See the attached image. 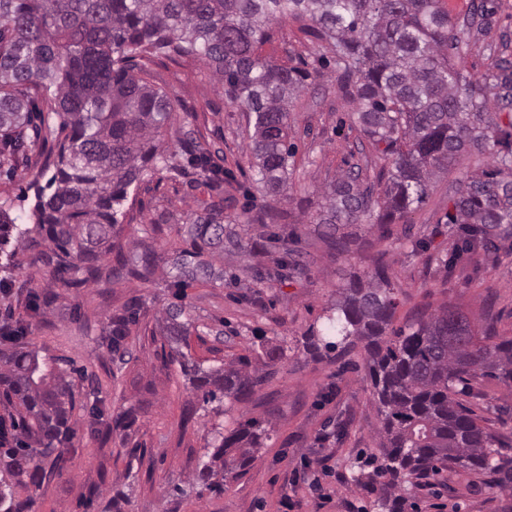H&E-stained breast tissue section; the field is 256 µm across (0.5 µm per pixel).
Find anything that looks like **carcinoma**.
<instances>
[{"instance_id": "obj_1", "label": "carcinoma", "mask_w": 512, "mask_h": 512, "mask_svg": "<svg viewBox=\"0 0 512 512\" xmlns=\"http://www.w3.org/2000/svg\"><path fill=\"white\" fill-rule=\"evenodd\" d=\"M283 16L308 17L312 34L330 55L339 91L352 96V119L362 138L382 154L389 169L375 182L359 185L350 169L324 191L326 209L309 219L332 249L344 243L339 227L393 224L422 203L428 186L456 165L468 150L502 146L488 168L464 180L448 213L457 237L448 271L473 279L467 262L492 255L512 240V61L494 59L483 79H472L461 63L448 59L460 42L440 0H0V169L10 173L29 162L40 142L55 143L46 186L35 191L33 227L27 228L0 202V247L36 233L50 247L40 256L63 288L89 282L154 281L160 264L170 265L175 294L195 283L224 280L213 260L225 245L245 248L243 237L224 223V185L235 181L218 164L206 140L195 135L166 155L164 134L184 128L172 99L154 89L137 68L143 58L193 57L224 84L230 101L254 114L250 153L256 184L275 198L288 188L297 146L291 142L290 103L306 89L308 72L261 56L270 41L269 23ZM59 119L54 124L52 118ZM208 191L210 201L191 212L178 232L190 248L168 257L140 242L123 252L124 207L130 188L158 164ZM244 223L268 228L267 240L282 243L274 269L259 263L253 280L291 279L306 273L299 250L269 228L268 212L253 211L245 193ZM397 302L383 271L350 280L338 292L328 320L336 340L306 348L334 350L359 341L365 351L379 427L383 464L379 506L403 512L404 483L440 472L438 464L488 471L503 490L512 488V457L503 455L499 437L480 425L457 401V387L487 376L512 383V337L493 325L472 339L469 317L456 307L419 318L409 331L392 328ZM141 304L130 300L113 317L106 346L121 349L128 325ZM185 308L170 303L163 336L177 345L189 332ZM23 327L5 337L0 349V394L13 440L0 435L3 512H29L34 501L15 500L14 487H40L62 472V447L73 445L70 426L76 408L68 374L47 365L21 345ZM192 391L203 403L224 398L243 401L260 384L256 372L232 363L203 368L180 363ZM92 436L106 443L134 418L135 409L112 415L105 401L82 405ZM262 433L251 424L215 434V445L195 476L214 489L216 478L245 468Z\"/></svg>"}]
</instances>
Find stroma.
<instances>
[{
	"label": "stroma",
	"mask_w": 512,
	"mask_h": 512,
	"mask_svg": "<svg viewBox=\"0 0 512 512\" xmlns=\"http://www.w3.org/2000/svg\"><path fill=\"white\" fill-rule=\"evenodd\" d=\"M496 25L488 32H461L462 65L479 79L490 68L489 55L512 47V0H487ZM300 21L272 22L273 38L264 56L301 67L310 87L293 99L289 122L297 146V170L284 196L274 205L284 214L282 229L295 234L306 261V275L254 286L250 267L255 256L225 253L216 268L236 274L235 284L221 282L186 289L184 304L196 328L185 354L206 367L242 362L258 370L264 382L244 402L225 400L220 408L204 404L191 391L171 347L161 334V311L173 300L165 276L149 287L134 280L111 285L56 288L46 266L33 250L16 248L12 258L0 253V278L11 280L0 293V324H23V343L63 370L81 369L75 380L79 405L71 419L76 431L67 449V470L30 488L36 512H101L114 492L124 499L121 512H381L372 490L370 458L379 457L378 417L365 379L362 343L319 356L308 353L309 334L327 335V309L339 288L353 276L370 271L375 259L388 267L397 295L395 326L410 322L417 311L434 312L452 305L467 314L476 329L493 323L497 333L512 336V256L478 260L471 283L448 274V212L460 179L485 168L489 154L462 157L431 184L425 201L397 223L341 227L343 252L329 251L306 219L323 202L321 191L348 165H358L362 178H375L382 156L361 147L352 123L353 101L338 89L328 60L319 58L314 37ZM152 85L174 99L191 129L219 152L238 184L234 202L225 204L227 219L242 213L243 190L255 170L248 144L253 132L249 115L232 104L224 86L194 58L141 60ZM47 154L39 152L12 174H0V199L11 200L15 214L26 216L34 200L33 184H46L41 171ZM204 199L188 180L165 170L148 172L126 204L125 240H145L159 252L177 241L187 213ZM428 242V251L414 250L412 240ZM56 292L54 303L39 313L28 308L32 294ZM141 302L140 317L123 348L108 353L103 345L111 319L131 299ZM284 351L269 360L273 347ZM103 398L112 413L135 408L133 426L117 431L107 444L90 437L81 403ZM464 405L490 431L512 446V386L476 377L463 396ZM254 421L264 430L254 461L221 491L192 486L206 460V446L215 428L226 430ZM404 512H512V492L500 490L487 472L442 470L413 478L407 485Z\"/></svg>",
	"instance_id": "obj_1"
}]
</instances>
